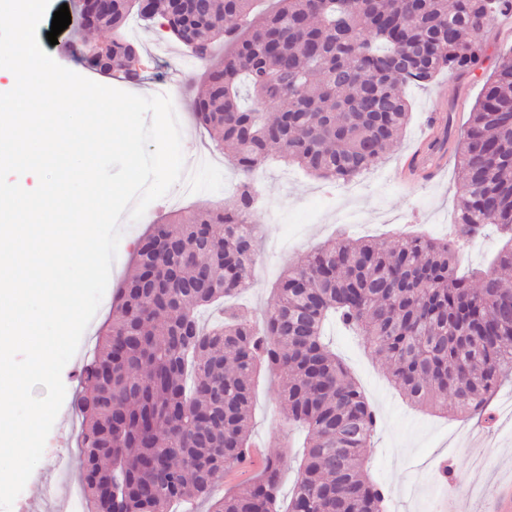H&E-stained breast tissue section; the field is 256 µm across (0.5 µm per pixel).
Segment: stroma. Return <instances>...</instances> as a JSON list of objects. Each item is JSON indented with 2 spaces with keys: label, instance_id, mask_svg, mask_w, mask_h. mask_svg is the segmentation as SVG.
Here are the masks:
<instances>
[{
  "label": "stroma",
  "instance_id": "stroma-1",
  "mask_svg": "<svg viewBox=\"0 0 512 512\" xmlns=\"http://www.w3.org/2000/svg\"><path fill=\"white\" fill-rule=\"evenodd\" d=\"M164 33L157 17L127 28L126 35L137 45L146 66L140 80L133 83L99 73L82 59L86 46L111 41V29L71 25L58 35L56 44L45 47L63 67L127 92L168 81L181 127V143L186 150L184 165L195 168L204 187L203 193L187 197L181 185H174L170 190L171 202L153 201L139 221L122 220V237L108 282L112 289L128 274L136 241L147 224L171 211H188L201 204L224 207L232 202L236 178L233 162L214 149L208 133L191 117L193 101L204 91L201 67L193 60L187 67L177 68V61L185 58L186 53L174 42L168 43L166 51H159L157 41ZM482 85L480 74L461 77L445 71L427 87H405L412 104L410 122L400 142L387 152L381 165L366 173L356 193H349L344 184L327 186L299 169L270 159L255 180L266 219L258 226L259 252L251 286L239 299L247 315L260 319L283 270L302 264L310 251L338 232L378 242L415 231L435 237L447 235L457 213L455 162H448L439 180L416 187L397 181V164L405 150L417 145L429 112L453 110L456 128H463ZM340 199L354 211L357 224L336 219L334 210ZM110 309L107 303L98 308L76 353L62 371L66 389L63 405L47 437L43 457L15 499L12 512H58L70 491L83 486L78 448L80 427L74 422L72 404L82 392L78 382L80 368ZM328 338L378 412L379 428L369 472L388 488L390 512H443L447 492L436 470L441 461L455 471L457 512H487L497 481L512 475V416L501 413L490 430V439L480 441L476 420L442 417L429 409L406 405L389 382L386 363L370 357L356 337L333 325L328 329ZM252 439L255 446L250 459L244 467L218 479L214 497H222L224 492L254 476L262 459L271 454L284 458L283 493H290L293 487L294 451L285 445L278 382L270 375L263 376L255 390Z\"/></svg>",
  "mask_w": 512,
  "mask_h": 512
}]
</instances>
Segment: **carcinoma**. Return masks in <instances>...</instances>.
Returning a JSON list of instances; mask_svg holds the SVG:
<instances>
[{"mask_svg":"<svg viewBox=\"0 0 512 512\" xmlns=\"http://www.w3.org/2000/svg\"><path fill=\"white\" fill-rule=\"evenodd\" d=\"M153 0L168 37L210 60L195 115L236 161L230 208L175 213L135 250L115 292L112 321L82 368L84 490L91 512H170L208 497L253 447L258 378L280 381L286 427L300 426L296 481L281 500V456L211 512H387L368 473L378 416L336 354L338 323L391 363L390 383L414 406L480 418L512 380V50L491 56L486 29L512 0ZM146 20L136 0H112L97 17L116 32L108 67L126 58L123 29ZM493 60L459 133L460 199L448 236L387 243L342 232L278 280L261 321L228 303L257 258L261 202L254 182L269 147L327 184L348 183L398 142L411 107L399 84L429 85L442 71L470 74ZM278 106L270 121L263 107ZM448 120L427 147L443 152ZM494 225L503 245L492 266L458 274L459 253ZM220 312L211 327L200 315Z\"/></svg>","mask_w":512,"mask_h":512,"instance_id":"carcinoma-1","label":"carcinoma"}]
</instances>
